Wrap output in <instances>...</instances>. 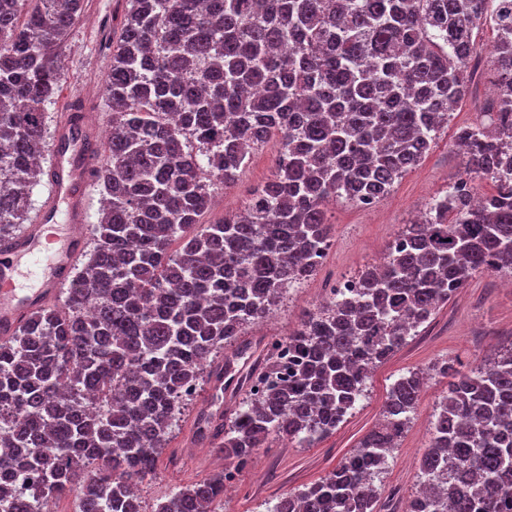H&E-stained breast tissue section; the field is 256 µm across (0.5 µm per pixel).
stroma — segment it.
I'll list each match as a JSON object with an SVG mask.
<instances>
[{"label":"stroma","mask_w":512,"mask_h":512,"mask_svg":"<svg viewBox=\"0 0 512 512\" xmlns=\"http://www.w3.org/2000/svg\"><path fill=\"white\" fill-rule=\"evenodd\" d=\"M125 8V0H83L80 16L57 55L62 79L53 102L46 106L48 148L44 167L53 164L58 115L71 96L86 99L93 132L98 139H105L109 108L104 83L112 60V36L120 27ZM476 41L481 65L474 69L465 97L420 164L372 206L328 203L332 234L323 264L302 287L285 293L272 317L247 328L244 340L255 357H262L263 342L294 331L306 312L316 310L329 288L380 263L405 224L414 221L429 201L444 196L449 185L463 175L465 161L455 145L456 135L461 128L482 119L486 109L495 103L487 92L495 34L490 28H481ZM278 154L279 142L274 138L256 150L237 181L215 193L210 209L201 217L202 223L212 224L243 210L253 190L272 178ZM509 346L512 288L503 287L502 278L496 273L476 274L465 288L439 306L416 336L377 364L364 398L335 431L308 448L272 439L258 449L227 485L219 512H266L267 504L325 476L377 427L393 382L402 374L419 370L427 372L426 384L397 448L375 480L380 492L377 512H406L407 502L419 485V460L430 441L436 404L448 389L447 378L433 373V364L446 359L466 373ZM213 389V384H205L180 417L154 475L141 485L145 506H152L175 486L223 469L220 455L198 436L197 414L216 403L225 416H232L244 392L227 391L218 397Z\"/></svg>","instance_id":"1"}]
</instances>
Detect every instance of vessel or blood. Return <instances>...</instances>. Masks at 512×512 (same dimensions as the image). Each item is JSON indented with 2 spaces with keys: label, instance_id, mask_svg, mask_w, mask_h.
I'll list each match as a JSON object with an SVG mask.
<instances>
[{
  "label": "vessel or blood",
  "instance_id": "b4317fda",
  "mask_svg": "<svg viewBox=\"0 0 512 512\" xmlns=\"http://www.w3.org/2000/svg\"><path fill=\"white\" fill-rule=\"evenodd\" d=\"M90 121L79 104L67 106L49 171L52 193L36 224L21 237L0 242V338L56 297L83 249L84 202L100 161L98 154L84 148Z\"/></svg>",
  "mask_w": 512,
  "mask_h": 512
}]
</instances>
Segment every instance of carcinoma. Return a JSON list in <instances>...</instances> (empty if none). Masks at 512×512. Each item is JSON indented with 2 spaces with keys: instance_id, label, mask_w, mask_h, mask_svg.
I'll return each instance as SVG.
<instances>
[{
  "instance_id": "obj_1",
  "label": "carcinoma",
  "mask_w": 512,
  "mask_h": 512,
  "mask_svg": "<svg viewBox=\"0 0 512 512\" xmlns=\"http://www.w3.org/2000/svg\"><path fill=\"white\" fill-rule=\"evenodd\" d=\"M82 0H0V241L30 221L56 49ZM496 32L497 106L457 135L466 177L431 200L382 264L271 345L217 452L224 471L142 506L182 409L221 378L284 292L319 270L323 204L362 205L418 165L464 98L475 30ZM104 205L62 305L0 339V512H40L80 485L76 512H216L276 436L303 448L365 397L373 367L475 274L512 276V0H127L105 81ZM276 137L274 177L241 213L201 224ZM491 179L480 206L470 184ZM452 376L407 512H512V347ZM420 371L393 383L380 425L268 512H377L374 484L410 422Z\"/></svg>"
}]
</instances>
